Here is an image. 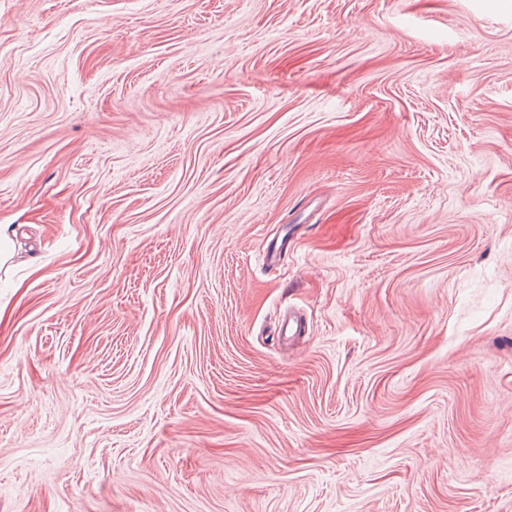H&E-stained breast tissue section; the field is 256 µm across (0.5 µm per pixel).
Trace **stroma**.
Here are the masks:
<instances>
[{
    "instance_id": "obj_1",
    "label": "stroma",
    "mask_w": 512,
    "mask_h": 512,
    "mask_svg": "<svg viewBox=\"0 0 512 512\" xmlns=\"http://www.w3.org/2000/svg\"><path fill=\"white\" fill-rule=\"evenodd\" d=\"M2 224L0 512H512V0H0Z\"/></svg>"
}]
</instances>
